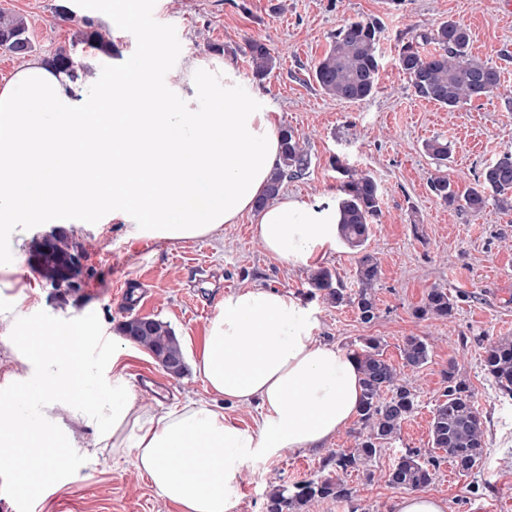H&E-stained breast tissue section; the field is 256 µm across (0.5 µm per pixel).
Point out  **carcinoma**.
<instances>
[{"instance_id":"1","label":"carcinoma","mask_w":512,"mask_h":512,"mask_svg":"<svg viewBox=\"0 0 512 512\" xmlns=\"http://www.w3.org/2000/svg\"><path fill=\"white\" fill-rule=\"evenodd\" d=\"M380 34L381 28L373 20H348L336 29L329 50L313 68L315 81L324 94L356 103L377 91ZM425 44L434 45V50L423 52ZM470 44V30L464 24L443 21L403 44L398 52V65L409 76L418 95L453 112L501 88L498 68L473 56ZM86 48L109 54L112 41L87 22L76 33L71 46L59 49L51 62L72 74L84 72ZM0 49L19 59L33 51L23 17L0 13ZM246 50L253 77L264 79L276 65L271 49L262 40L250 39ZM280 134V160L259 200L261 205L279 194L284 181L304 176L310 165L308 153L295 131L283 127ZM423 150L438 165L430 188L442 205L476 216L492 201L502 211H512V151L502 152L487 164L474 185L462 192L448 177V141L434 137L423 143ZM343 173L348 180L341 185L339 235L344 244L361 252L356 268L357 287H346L326 269L314 272L310 285L324 292L331 305L352 307L358 319L368 324L378 317L376 285L380 269L377 258L365 251L364 245L382 215L381 193L371 175L347 169ZM81 253L80 244L72 237L55 235L37 244L36 271L53 286L64 279V262ZM456 307L457 301L448 289L434 286L414 310V316L421 320H447L454 316ZM119 330L127 340L147 350L168 374H184L181 345L169 324L152 318L144 327L140 318L132 317L123 321ZM431 352L428 339L421 336L406 337L400 347L404 367L412 370L425 366ZM349 355L358 366L362 388L353 446L340 448L322 461V469L336 476L318 475L291 487L271 489L265 496L264 512H307L308 506L320 500L343 502L350 506V512H358L357 489L345 476L357 472L372 479V462L399 439L404 423L413 414L416 391L384 356L379 337L360 338ZM483 367L501 395L512 397V338L502 337L490 344ZM441 375L446 383L443 400L436 405L429 423L431 448L440 454L424 453L419 448L401 451L388 473V481L395 487L410 491L428 487L445 459L458 472L469 474L482 464L486 455V429L469 384L459 376L452 360Z\"/></svg>"}]
</instances>
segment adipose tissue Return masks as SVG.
<instances>
[{
  "mask_svg": "<svg viewBox=\"0 0 512 512\" xmlns=\"http://www.w3.org/2000/svg\"><path fill=\"white\" fill-rule=\"evenodd\" d=\"M136 66L112 65V83L90 98L83 78L34 57L0 87V223L125 227L132 239L182 242L221 232L255 213L270 256L315 267L340 244L338 202L281 193L256 208L279 161L269 107L228 63L181 58L159 65L160 32ZM209 100L199 109L200 100ZM319 320L293 294L250 286L225 294L210 319L195 372L213 398L157 410L125 379L126 344L113 342L101 377L83 361L86 324L71 321L50 345L17 337L18 373L0 386V462L15 480H74L76 451L54 411L79 417L98 449L127 452L139 475L180 512H235L249 475L287 453L315 450L357 414L353 359L317 336ZM25 382L18 406L7 384ZM257 406L255 426L223 402Z\"/></svg>",
  "mask_w": 512,
  "mask_h": 512,
  "instance_id": "1",
  "label": "adipose tissue"
}]
</instances>
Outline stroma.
Segmentation results:
<instances>
[{"label":"stroma","instance_id":"1","mask_svg":"<svg viewBox=\"0 0 512 512\" xmlns=\"http://www.w3.org/2000/svg\"><path fill=\"white\" fill-rule=\"evenodd\" d=\"M137 19L128 21L121 0H0V12L26 18L38 57H51L70 44L73 32L91 21L116 48L115 57H138L142 36L164 34L171 54L209 59L214 46L244 80L252 81L275 110L277 126L294 129L311 158L301 179L285 182L288 193L311 201L339 197L340 167L370 173L382 196V218L367 242L380 260L377 319L362 323L347 306L333 307L312 290L311 269L268 256L253 234L252 215L225 225L216 237L187 243L133 240L120 224H69L66 232L84 249L89 275L76 293L58 296L48 284L31 290L38 275L28 259L48 224L0 223V314L22 322L28 335L45 340L74 317H82L95 346L85 354L90 375H98L110 354L109 339L133 316L167 322L185 360L200 348L208 320L224 294L246 286L275 287L312 306L318 336L347 348L362 336L379 337L387 358L401 365L405 337L422 336L432 345L430 363L404 375L417 388V406L401 436L372 464L375 476L349 475L359 489V512H391L399 488L386 474L403 448L430 450L432 410L445 390L441 371L456 363L470 383L487 431V455L467 475L442 462L428 494L444 500L447 512H512V399L502 397L483 370L489 344L512 336V212L488 205L478 216L442 206L428 179L436 169L422 150L438 136L451 148L448 172L458 188L471 185L481 169L512 149V0H136ZM73 12L57 16V6ZM366 18L381 27V75L376 93L350 103L325 95L316 85L314 63L345 20ZM447 20L471 32V52L501 72L498 94L448 111L415 92L399 68L403 43ZM264 40L276 66L253 81L248 39ZM448 289L458 307L448 320H420L413 311L432 287ZM125 376L140 390L144 374L158 375L159 409L187 399H211L204 379L186 369L182 377L164 372L144 349L125 360ZM64 429L82 454L76 481L38 494L40 512H178L135 470L131 456H113L93 446L92 432L72 417ZM343 431L324 448L287 454L250 475L235 512H264L265 494L317 475L324 458L351 446Z\"/></svg>","mask_w":512,"mask_h":512}]
</instances>
